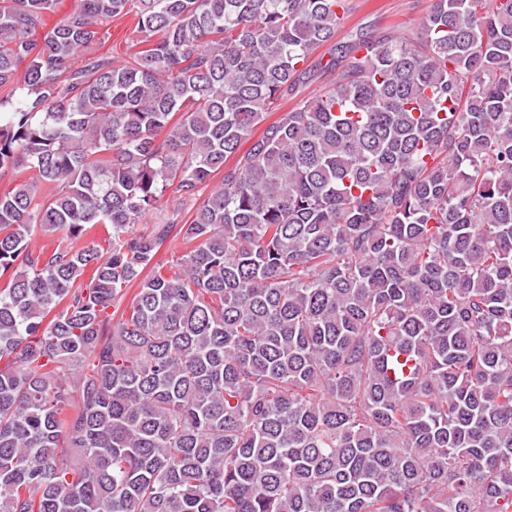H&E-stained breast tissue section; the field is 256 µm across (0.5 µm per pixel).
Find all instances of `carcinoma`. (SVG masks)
Instances as JSON below:
<instances>
[{
	"label": "carcinoma",
	"mask_w": 512,
	"mask_h": 512,
	"mask_svg": "<svg viewBox=\"0 0 512 512\" xmlns=\"http://www.w3.org/2000/svg\"><path fill=\"white\" fill-rule=\"evenodd\" d=\"M60 4L0 0V512H512V0L257 137L350 0ZM133 26L134 20L132 15L112 19V22L107 26L109 27V34H111V36L109 37L105 50L109 49L112 52L114 60L122 61L128 59L131 51L126 38Z\"/></svg>",
	"instance_id": "1"
}]
</instances>
